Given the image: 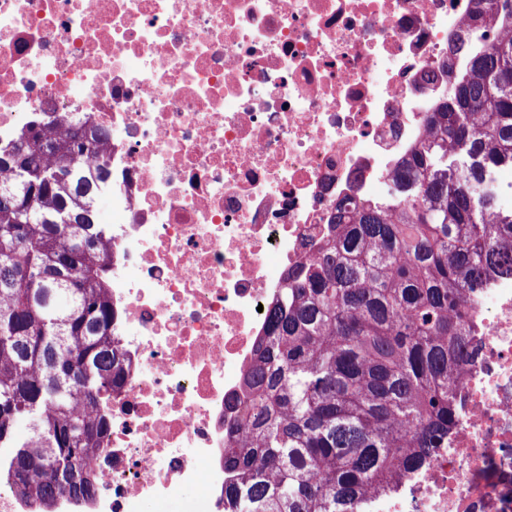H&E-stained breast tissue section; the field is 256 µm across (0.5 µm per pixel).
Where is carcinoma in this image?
I'll use <instances>...</instances> for the list:
<instances>
[{
	"mask_svg": "<svg viewBox=\"0 0 512 512\" xmlns=\"http://www.w3.org/2000/svg\"><path fill=\"white\" fill-rule=\"evenodd\" d=\"M497 28L488 40L475 34ZM465 52L448 97L393 178L402 196L340 203L317 254L287 272L268 332L244 375L241 437H230L231 512H367L448 443L455 389L471 361L473 290L512 277V0L453 40ZM108 139L84 114L42 119L0 146V476L39 512L87 496L109 421L99 409L124 381L112 324ZM35 171L19 177L15 150ZM66 215L70 223L61 224Z\"/></svg>",
	"mask_w": 512,
	"mask_h": 512,
	"instance_id": "1",
	"label": "carcinoma"
}]
</instances>
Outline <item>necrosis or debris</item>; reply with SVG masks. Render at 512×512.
Segmentation results:
<instances>
[{"label": "necrosis or debris", "mask_w": 512, "mask_h": 512, "mask_svg": "<svg viewBox=\"0 0 512 512\" xmlns=\"http://www.w3.org/2000/svg\"><path fill=\"white\" fill-rule=\"evenodd\" d=\"M487 0H0V144L109 135L112 333L95 492L54 512H224L242 373L337 204L384 199ZM457 430L372 512H512V279L475 292Z\"/></svg>", "instance_id": "obj_1"}]
</instances>
